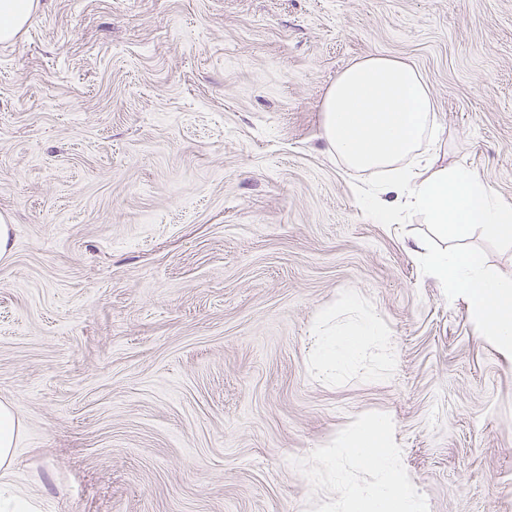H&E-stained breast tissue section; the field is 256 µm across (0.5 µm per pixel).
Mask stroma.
I'll use <instances>...</instances> for the list:
<instances>
[{
    "label": "stroma",
    "instance_id": "1",
    "mask_svg": "<svg viewBox=\"0 0 512 512\" xmlns=\"http://www.w3.org/2000/svg\"><path fill=\"white\" fill-rule=\"evenodd\" d=\"M418 69L448 163L512 203V0H41L0 44V402L43 512H314L394 423L427 512H512V355L321 138L337 74ZM512 276V243L465 241ZM386 344L323 375L321 313Z\"/></svg>",
    "mask_w": 512,
    "mask_h": 512
}]
</instances>
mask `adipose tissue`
Masks as SVG:
<instances>
[{"label":"adipose tissue","instance_id":"adipose-tissue-1","mask_svg":"<svg viewBox=\"0 0 512 512\" xmlns=\"http://www.w3.org/2000/svg\"><path fill=\"white\" fill-rule=\"evenodd\" d=\"M39 7L40 0H0V43L20 35ZM321 110L327 151L373 182L362 204L376 221L393 224L415 210L446 239L463 240L479 228L512 242V203L469 167L437 163L435 105L414 67L387 56L359 60L337 75ZM416 252L426 256L449 294L468 299L473 320L512 353V278L488 273L475 251L430 254L421 243ZM383 340L378 322L364 316L345 332L319 336L316 363L326 372L344 369L364 346ZM392 431L388 417H363L320 449L328 465L347 458L375 475L367 484L338 480L341 512H424L421 495L399 466Z\"/></svg>","mask_w":512,"mask_h":512}]
</instances>
